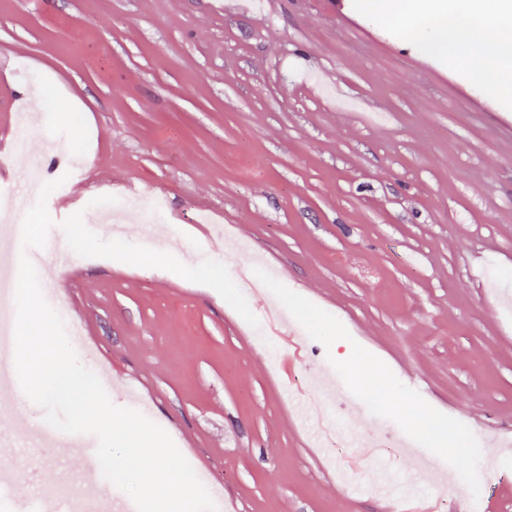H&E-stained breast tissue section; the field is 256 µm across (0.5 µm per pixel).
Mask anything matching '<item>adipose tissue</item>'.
<instances>
[{"label": "adipose tissue", "instance_id": "ef3b65f1", "mask_svg": "<svg viewBox=\"0 0 512 512\" xmlns=\"http://www.w3.org/2000/svg\"><path fill=\"white\" fill-rule=\"evenodd\" d=\"M430 47L512 99V0H413Z\"/></svg>", "mask_w": 512, "mask_h": 512}]
</instances>
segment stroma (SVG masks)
Wrapping results in <instances>:
<instances>
[{
	"mask_svg": "<svg viewBox=\"0 0 512 512\" xmlns=\"http://www.w3.org/2000/svg\"><path fill=\"white\" fill-rule=\"evenodd\" d=\"M224 2L0 0V127L39 115L0 154V184L16 189L0 223L32 207L25 172L50 164L45 145L74 149L81 197L48 200L50 216L68 214L31 254L56 306L86 326L112 403L161 427L189 464L209 461L217 512H378L383 458L362 460L368 489L354 498L342 489L352 449L303 445L288 397L322 370L353 384L358 433L382 425L431 450L419 476L393 454L398 481L439 499L448 467L456 490L478 489L487 436L463 427L467 449L437 454L426 427L453 406L512 432V307L496 297L512 295V102L404 37L398 13ZM290 56L299 67L283 66ZM130 182L163 199L178 247L138 236L149 212L126 207ZM119 204L126 235L73 247V225ZM263 255L282 274L257 294L239 271ZM271 303L303 338L288 370L261 342ZM34 422L23 407L0 421L15 492L54 477L77 496L85 462L67 448L45 460Z\"/></svg>",
	"mask_w": 512,
	"mask_h": 512,
	"instance_id": "35a3bbf8",
	"label": "stroma"
}]
</instances>
